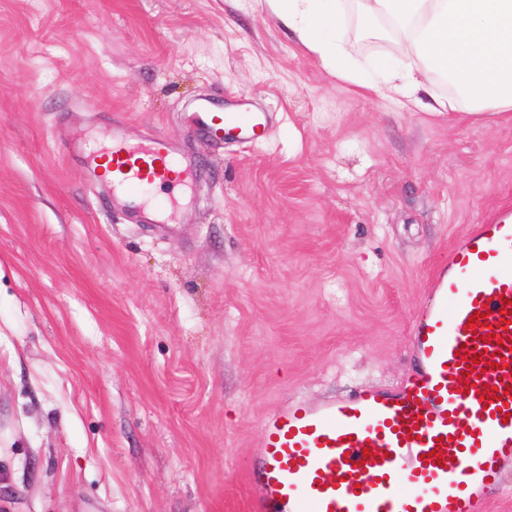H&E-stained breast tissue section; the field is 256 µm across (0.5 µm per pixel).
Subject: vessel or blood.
<instances>
[{
    "mask_svg": "<svg viewBox=\"0 0 512 512\" xmlns=\"http://www.w3.org/2000/svg\"><path fill=\"white\" fill-rule=\"evenodd\" d=\"M194 111L217 140L254 141L267 126L245 98ZM105 152L137 207H151L154 187L190 184L164 136L139 147L116 131ZM426 293L404 385L297 400L265 418L246 471L250 512H488L512 468V209L472 225ZM479 311L486 326L470 327ZM474 357L498 365L483 371Z\"/></svg>",
    "mask_w": 512,
    "mask_h": 512,
    "instance_id": "vessel-or-blood-1",
    "label": "vessel or blood"
}]
</instances>
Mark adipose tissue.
I'll return each mask as SVG.
<instances>
[{
  "instance_id": "obj_1",
  "label": "adipose tissue",
  "mask_w": 512,
  "mask_h": 512,
  "mask_svg": "<svg viewBox=\"0 0 512 512\" xmlns=\"http://www.w3.org/2000/svg\"><path fill=\"white\" fill-rule=\"evenodd\" d=\"M284 27L318 56L333 75L374 91L395 86L408 104L425 112H451L463 101L466 116L486 124L512 121V0H359V14L388 19L420 59L406 69L388 58L353 72L336 35L343 24L340 0H268ZM447 76L458 100L433 94L434 75Z\"/></svg>"
}]
</instances>
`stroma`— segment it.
Instances as JSON below:
<instances>
[{
    "instance_id": "obj_1",
    "label": "stroma",
    "mask_w": 512,
    "mask_h": 512,
    "mask_svg": "<svg viewBox=\"0 0 512 512\" xmlns=\"http://www.w3.org/2000/svg\"><path fill=\"white\" fill-rule=\"evenodd\" d=\"M352 64L414 62L342 0ZM250 96L258 143L194 102ZM120 121L192 157L139 221L87 156ZM512 208V122L336 78L268 0H0V512H248L264 417L412 371L426 280ZM213 104L201 99L194 106L196 118L207 137L215 140H224L225 137V140L234 142L255 141L264 133L268 113L255 111L249 99H239L228 112Z\"/></svg>"
}]
</instances>
